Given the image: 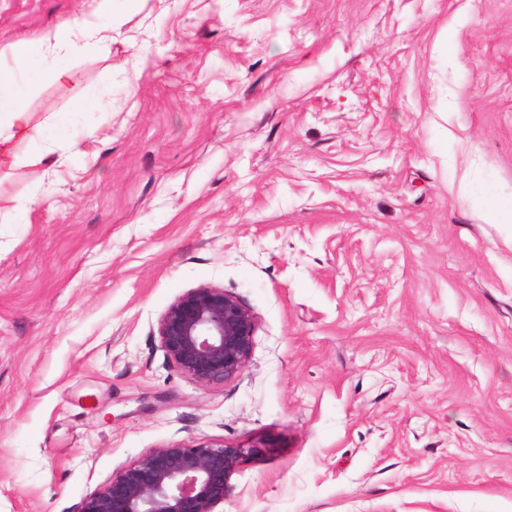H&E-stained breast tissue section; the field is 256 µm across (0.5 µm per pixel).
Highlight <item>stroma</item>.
I'll return each instance as SVG.
<instances>
[{"mask_svg": "<svg viewBox=\"0 0 512 512\" xmlns=\"http://www.w3.org/2000/svg\"><path fill=\"white\" fill-rule=\"evenodd\" d=\"M91 0H0L9 45ZM0 160V512H79L157 448L244 447L224 512H512V0H113ZM86 109H79V102ZM256 316L178 372L162 313ZM256 317L223 288L201 285L160 316L157 334L173 366L205 385L224 383L248 364Z\"/></svg>", "mask_w": 512, "mask_h": 512, "instance_id": "1", "label": "stroma"}]
</instances>
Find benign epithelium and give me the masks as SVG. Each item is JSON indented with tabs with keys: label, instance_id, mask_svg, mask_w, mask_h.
Segmentation results:
<instances>
[{
	"label": "benign epithelium",
	"instance_id": "obj_1",
	"mask_svg": "<svg viewBox=\"0 0 512 512\" xmlns=\"http://www.w3.org/2000/svg\"><path fill=\"white\" fill-rule=\"evenodd\" d=\"M255 328V315L237 297L201 285L167 308L157 334L179 372L211 385L243 371ZM249 453L210 443L156 448L86 496L80 512H218L231 476Z\"/></svg>",
	"mask_w": 512,
	"mask_h": 512
}]
</instances>
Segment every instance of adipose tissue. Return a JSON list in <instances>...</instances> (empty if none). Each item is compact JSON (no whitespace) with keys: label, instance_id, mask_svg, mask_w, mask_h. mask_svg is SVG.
I'll use <instances>...</instances> for the list:
<instances>
[{"label":"adipose tissue","instance_id":"ef3b65f1","mask_svg":"<svg viewBox=\"0 0 512 512\" xmlns=\"http://www.w3.org/2000/svg\"><path fill=\"white\" fill-rule=\"evenodd\" d=\"M93 47L107 50L108 38L101 29L90 27L80 19L62 21L37 38H21L10 44L14 65L0 68V152H9L19 137H37L43 141V148L21 157L20 165L41 169L51 163L64 134L53 115L46 117L40 125H30L26 96L19 88L17 76L21 73L45 75L56 82L64 81L70 78V71L49 67L48 58L63 56L76 59Z\"/></svg>","mask_w":512,"mask_h":512}]
</instances>
